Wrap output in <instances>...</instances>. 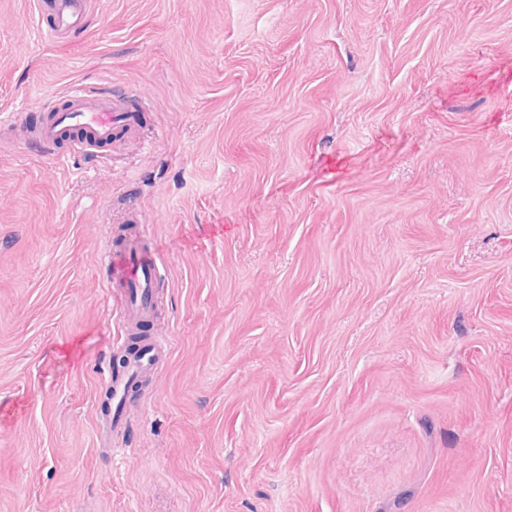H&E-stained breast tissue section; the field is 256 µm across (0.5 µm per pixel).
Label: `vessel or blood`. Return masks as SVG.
<instances>
[{"label":"vessel or blood","mask_w":512,"mask_h":512,"mask_svg":"<svg viewBox=\"0 0 512 512\" xmlns=\"http://www.w3.org/2000/svg\"><path fill=\"white\" fill-rule=\"evenodd\" d=\"M89 0H47L42 32L62 39L78 33L88 12ZM47 118L33 130H17L15 121L1 120L0 133L19 132L27 150L55 156L59 162L112 144L117 132L132 130L138 116L123 94L103 93L92 87L68 90L46 107ZM120 223L130 225L128 235L110 245L103 258V285L111 289L119 306L121 331L150 322L157 310L156 284L159 251L141 223L135 207L124 208ZM165 337L156 336L140 345L125 366L110 378L117 404L110 418L113 434L127 428L124 397L128 390L157 370L166 350Z\"/></svg>","instance_id":"b4317fda"}]
</instances>
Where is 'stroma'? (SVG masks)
Returning <instances> with one entry per match:
<instances>
[{"mask_svg": "<svg viewBox=\"0 0 512 512\" xmlns=\"http://www.w3.org/2000/svg\"><path fill=\"white\" fill-rule=\"evenodd\" d=\"M78 84L140 127L0 140V512H512V0H0V111ZM124 202L168 354L116 438ZM49 3L37 2L39 20L42 17L41 6L47 11L46 23L41 20V31L57 40L78 33L84 25L88 13L89 0H47Z\"/></svg>", "mask_w": 512, "mask_h": 512, "instance_id": "1", "label": "stroma"}]
</instances>
